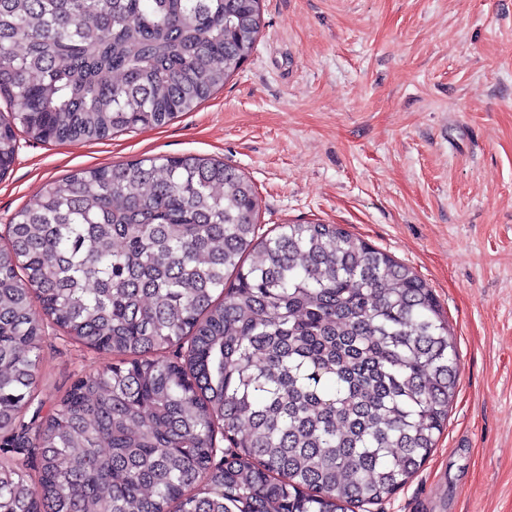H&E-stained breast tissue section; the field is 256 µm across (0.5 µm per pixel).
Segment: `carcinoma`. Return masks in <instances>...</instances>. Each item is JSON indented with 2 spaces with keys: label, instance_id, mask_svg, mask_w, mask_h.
<instances>
[{
  "label": "carcinoma",
  "instance_id": "1",
  "mask_svg": "<svg viewBox=\"0 0 512 512\" xmlns=\"http://www.w3.org/2000/svg\"><path fill=\"white\" fill-rule=\"evenodd\" d=\"M261 27L260 0H0V177L19 127L92 141L194 110ZM258 214L201 154L79 170L14 214L0 512H354L420 471L460 370L432 289L337 224L269 237ZM46 319L118 361L27 421Z\"/></svg>",
  "mask_w": 512,
  "mask_h": 512
}]
</instances>
